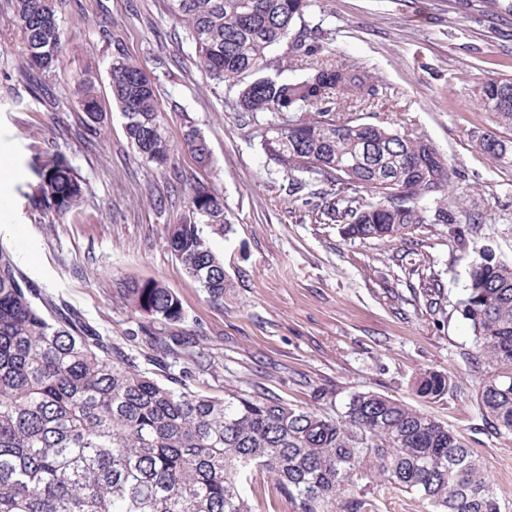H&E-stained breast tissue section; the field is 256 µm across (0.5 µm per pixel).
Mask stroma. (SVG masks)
I'll use <instances>...</instances> for the list:
<instances>
[{
    "label": "stroma",
    "mask_w": 512,
    "mask_h": 512,
    "mask_svg": "<svg viewBox=\"0 0 512 512\" xmlns=\"http://www.w3.org/2000/svg\"><path fill=\"white\" fill-rule=\"evenodd\" d=\"M64 29L58 65L30 90L11 0H0V242L25 277L65 302L136 358L141 370L212 396L266 390L288 405L332 418L358 393L379 392L448 425L494 482L500 512H512V434L495 433L476 404L470 331L458 311L469 264L485 251L512 261V167L478 146L495 130L479 96L492 77L512 78V0H317L309 24L330 32L337 63L368 72L376 94L341 99L363 123L429 139L480 223L424 224L404 240L353 241L324 221L316 197H292L256 140L241 130L235 91L214 86L195 61L169 0H55ZM144 63L175 148L176 172L146 163L111 103L108 67L117 55ZM98 75L104 133L90 136L75 91ZM206 137L214 168L181 150L187 127ZM63 155L87 191L64 217L30 199L33 163ZM224 199L233 227L202 234L224 260L229 283L210 300L166 243L188 214L192 186ZM156 278L179 297L184 319L168 327L133 313L127 281ZM192 340L195 362L159 367L154 342ZM452 388L427 401L412 386L423 372Z\"/></svg>",
    "instance_id": "stroma-1"
}]
</instances>
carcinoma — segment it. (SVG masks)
Instances as JSON below:
<instances>
[{
    "label": "carcinoma",
    "instance_id": "1",
    "mask_svg": "<svg viewBox=\"0 0 512 512\" xmlns=\"http://www.w3.org/2000/svg\"><path fill=\"white\" fill-rule=\"evenodd\" d=\"M207 77L238 88L236 109L259 139L266 163L301 192L323 191L322 215L353 240L401 238L419 224H454L442 192L448 163L426 139L336 113L344 95H373L368 75L338 65L320 30L306 24L315 0H170ZM25 62L54 67L63 43L55 0H13ZM290 41L300 75H260L268 51ZM112 102L144 161L166 170L173 148L143 66L122 56L109 66ZM89 129L99 133L96 77L78 80ZM481 103L512 127V78H490ZM183 148L203 170L214 166L206 137L188 127ZM479 147L512 166V139L492 131ZM33 195L58 216L74 208L84 183L53 155ZM366 192L372 200L366 201ZM231 231L224 199L191 188L189 214L169 225L167 244L213 300L224 298V260L202 236ZM132 310L162 322L183 319L177 295L154 278L123 290ZM471 330L478 409L493 430L512 434V262L487 255L470 265L459 301ZM157 361L195 359L193 345H156ZM434 372L414 385L422 399L446 394ZM267 475L293 512H376L371 488L404 492L431 512H499L483 466L458 435L432 415L376 392L354 395L338 419L256 392L216 397L176 388L140 369L64 303L44 298L0 245V512H254L248 472ZM365 484L358 486V481Z\"/></svg>",
    "mask_w": 512,
    "mask_h": 512
}]
</instances>
